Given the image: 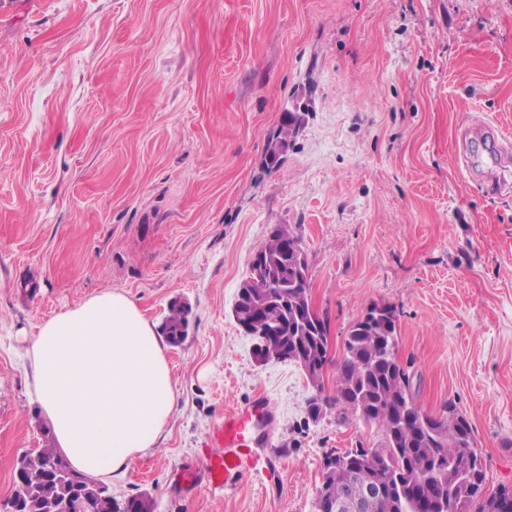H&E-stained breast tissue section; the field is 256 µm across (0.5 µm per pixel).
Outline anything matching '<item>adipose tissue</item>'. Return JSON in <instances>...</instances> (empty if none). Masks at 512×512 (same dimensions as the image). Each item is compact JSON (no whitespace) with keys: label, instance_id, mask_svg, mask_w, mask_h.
Wrapping results in <instances>:
<instances>
[{"label":"adipose tissue","instance_id":"obj_1","mask_svg":"<svg viewBox=\"0 0 512 512\" xmlns=\"http://www.w3.org/2000/svg\"><path fill=\"white\" fill-rule=\"evenodd\" d=\"M168 349L134 301L112 290L29 337L27 389L75 469L119 476L160 443L177 401Z\"/></svg>","mask_w":512,"mask_h":512}]
</instances>
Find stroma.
Listing matches in <instances>:
<instances>
[{
	"label": "stroma",
	"instance_id": "1",
	"mask_svg": "<svg viewBox=\"0 0 512 512\" xmlns=\"http://www.w3.org/2000/svg\"><path fill=\"white\" fill-rule=\"evenodd\" d=\"M305 121L281 165L269 136ZM512 0H0V512L47 426L26 336L106 290L154 324L189 308L159 448L105 478L153 512H316L333 449L384 443L326 411L233 318L256 250L297 235L332 361L373 306L430 413L468 418L489 487H512ZM272 403L271 477L184 484L226 409ZM304 121V114L301 112H284L281 120V124L278 129L271 135L268 148H267V159L265 160V166L270 167V164L276 162L278 151L284 147L288 149V141L293 135V125L302 124Z\"/></svg>",
	"mask_w": 512,
	"mask_h": 512
}]
</instances>
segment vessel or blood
I'll return each instance as SVG.
<instances>
[{
  "label": "vessel or blood",
  "mask_w": 512,
  "mask_h": 512,
  "mask_svg": "<svg viewBox=\"0 0 512 512\" xmlns=\"http://www.w3.org/2000/svg\"><path fill=\"white\" fill-rule=\"evenodd\" d=\"M273 410L267 397L225 411L210 431L203 477L214 488L246 473L261 474L259 449L271 447Z\"/></svg>",
  "instance_id": "b4317fda"
}]
</instances>
